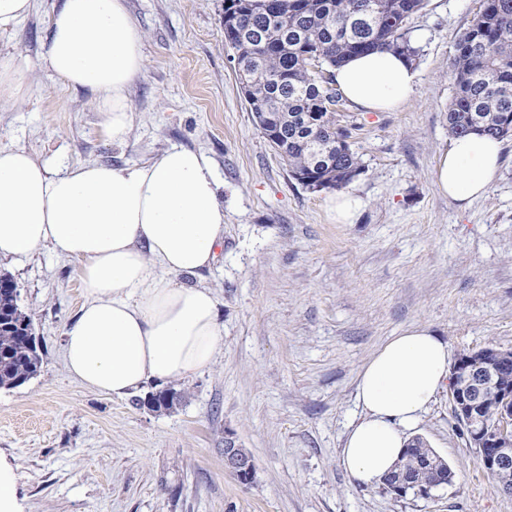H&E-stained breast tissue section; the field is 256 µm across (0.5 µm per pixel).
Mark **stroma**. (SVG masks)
<instances>
[{
	"instance_id": "1",
	"label": "stroma",
	"mask_w": 512,
	"mask_h": 512,
	"mask_svg": "<svg viewBox=\"0 0 512 512\" xmlns=\"http://www.w3.org/2000/svg\"><path fill=\"white\" fill-rule=\"evenodd\" d=\"M59 0H37L0 37L31 81L0 107V144L44 160L124 164L161 148L202 152L224 203V250L188 277L212 288L223 339L214 362L174 380L183 399L153 411L149 383L113 399L74 381L64 332L83 301L76 262L44 248L0 259L40 339L41 368L0 388V462L17 512H512L440 391L416 432L454 472L428 497L357 484L341 464L360 414L358 374L390 336L429 326L453 354L512 350V141L485 197L441 196L433 174L448 148V69L480 0H428L411 23L413 98L395 112L340 110L362 170L347 193L353 223L334 222L329 191L298 184L256 129L224 45V0H127L144 33L145 69L132 87L127 145L99 134L89 94L38 65ZM251 455L240 482L224 440Z\"/></svg>"
}]
</instances>
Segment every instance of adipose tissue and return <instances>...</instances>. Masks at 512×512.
Instances as JSON below:
<instances>
[{"instance_id":"1","label":"adipose tissue","mask_w":512,"mask_h":512,"mask_svg":"<svg viewBox=\"0 0 512 512\" xmlns=\"http://www.w3.org/2000/svg\"><path fill=\"white\" fill-rule=\"evenodd\" d=\"M143 42L126 0H60L50 17L41 68L90 94L103 115L99 133L116 146L134 127L130 91L144 69ZM334 79L353 104L385 112L412 98L418 72L406 56L374 51L350 58ZM501 152V141L484 135L452 139L435 168L437 190L456 202L484 196ZM44 247L79 263L85 302L65 330L64 362L82 386L124 398L213 361L223 338L217 297L182 281L212 267L224 248V204L203 154L173 146L142 163L55 170L0 145V258L19 261ZM450 363L447 343L413 324L363 366L361 413L341 451L356 481L382 483L448 385Z\"/></svg>"}]
</instances>
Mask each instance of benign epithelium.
I'll use <instances>...</instances> for the list:
<instances>
[{
	"mask_svg": "<svg viewBox=\"0 0 512 512\" xmlns=\"http://www.w3.org/2000/svg\"><path fill=\"white\" fill-rule=\"evenodd\" d=\"M262 135L276 145L280 130L268 116L257 117ZM508 355L484 347L462 353L452 367L449 399L470 446L490 471L512 469V384L501 381ZM224 466L249 481L255 465L231 438L224 440Z\"/></svg>",
	"mask_w": 512,
	"mask_h": 512,
	"instance_id": "obj_1",
	"label": "benign epithelium"
}]
</instances>
